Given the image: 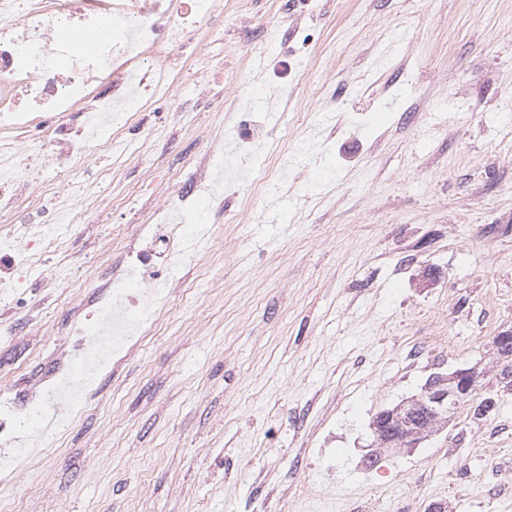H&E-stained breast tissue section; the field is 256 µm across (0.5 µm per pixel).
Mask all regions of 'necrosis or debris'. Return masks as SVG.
Returning a JSON list of instances; mask_svg holds the SVG:
<instances>
[{
	"mask_svg": "<svg viewBox=\"0 0 512 512\" xmlns=\"http://www.w3.org/2000/svg\"><path fill=\"white\" fill-rule=\"evenodd\" d=\"M222 0H0V343L11 342L22 321L35 318V297L56 286L54 272L67 268L91 276L90 293L71 304L57 330L77 357L93 362L118 357L139 337L135 314L146 309L155 288L196 263L183 248L182 224L199 216L200 200L233 222L225 193V139L247 182L265 173L245 143L259 135L250 118L252 84L240 78L235 97L239 121L201 162L172 173L173 188L150 222L126 227L116 262L87 273L67 245L80 229L90 230L102 213L100 182L87 176L90 159L108 154L116 140L139 131L142 115L165 102L170 118L186 103L176 60L190 57L208 77L217 41L214 17ZM93 35L90 47L66 39L65 31ZM135 279L137 292L119 288ZM71 370L56 361L36 386L22 387L0 403V474L9 475L23 451L19 433L34 412L63 404L81 405Z\"/></svg>",
	"mask_w": 512,
	"mask_h": 512,
	"instance_id": "4bbe7bcc",
	"label": "necrosis or debris"
}]
</instances>
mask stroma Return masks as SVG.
Returning <instances> with one entry per match:
<instances>
[{
  "label": "stroma",
  "instance_id": "35a3bbf8",
  "mask_svg": "<svg viewBox=\"0 0 512 512\" xmlns=\"http://www.w3.org/2000/svg\"><path fill=\"white\" fill-rule=\"evenodd\" d=\"M224 54L171 126L125 158L112 225L151 211L154 177L216 134L254 75L278 148L260 209L206 215L224 241L171 287V310L87 384L0 487L17 512H512V386L494 340L512 329V0H223ZM288 81L289 101L274 88ZM58 281L0 344V397L49 370ZM477 371L478 397L418 447H380L374 417L435 374Z\"/></svg>",
  "mask_w": 512,
  "mask_h": 512
}]
</instances>
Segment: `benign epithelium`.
<instances>
[{
	"instance_id": "7a95c632",
	"label": "benign epithelium",
	"mask_w": 512,
	"mask_h": 512,
	"mask_svg": "<svg viewBox=\"0 0 512 512\" xmlns=\"http://www.w3.org/2000/svg\"><path fill=\"white\" fill-rule=\"evenodd\" d=\"M475 374V368H459L450 376L438 375L429 380L423 393L410 400L411 416L416 411L424 412V421H436L451 415L460 405L470 402V379ZM405 411L400 405L394 409L383 410L377 415L379 425L377 432L386 437L390 447L415 448L423 440L422 433L410 431L412 422L401 420V412Z\"/></svg>"
}]
</instances>
